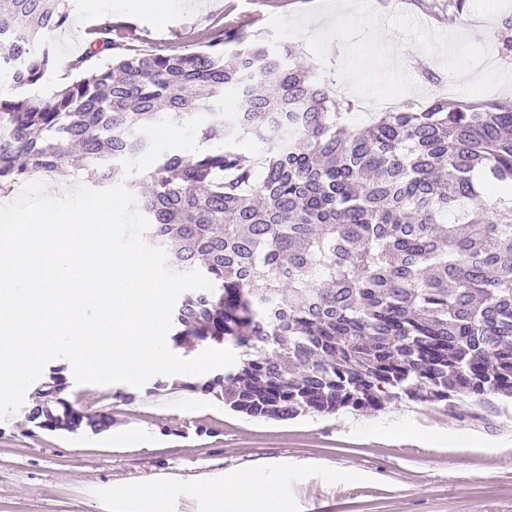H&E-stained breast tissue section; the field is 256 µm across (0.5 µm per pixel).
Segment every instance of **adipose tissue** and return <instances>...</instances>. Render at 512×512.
<instances>
[{
	"label": "adipose tissue",
	"instance_id": "ef3b65f1",
	"mask_svg": "<svg viewBox=\"0 0 512 512\" xmlns=\"http://www.w3.org/2000/svg\"><path fill=\"white\" fill-rule=\"evenodd\" d=\"M273 477L264 470H245L210 488L215 512H285L272 493Z\"/></svg>",
	"mask_w": 512,
	"mask_h": 512
}]
</instances>
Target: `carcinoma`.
Returning <instances> with one entry per match:
<instances>
[{
  "mask_svg": "<svg viewBox=\"0 0 512 512\" xmlns=\"http://www.w3.org/2000/svg\"><path fill=\"white\" fill-rule=\"evenodd\" d=\"M72 10L73 0H0V35L27 36L0 67L14 90L0 97V195L60 172L74 149L94 182L128 185L150 223L145 241L173 256L171 269L214 284L175 305L173 342L245 353L184 387L278 420L512 397V100L437 98L353 128L354 102L286 43L225 33L199 50L145 53L107 24L88 30L70 81L34 96ZM499 49L512 56V20ZM229 89L233 124L195 123ZM166 121L196 129L198 151L190 163L164 156L143 193L126 163ZM246 141L262 144L257 169ZM42 387L56 398L32 404L36 427L112 428V414L63 397V374Z\"/></svg>",
  "mask_w": 512,
  "mask_h": 512,
  "instance_id": "1",
  "label": "carcinoma"
}]
</instances>
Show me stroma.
Returning <instances> with one entry per match:
<instances>
[{
  "mask_svg": "<svg viewBox=\"0 0 512 512\" xmlns=\"http://www.w3.org/2000/svg\"><path fill=\"white\" fill-rule=\"evenodd\" d=\"M388 15L417 18L429 30L463 37L497 52L512 0H468L467 11L449 15L448 0H371ZM316 0H168L157 12L152 0H77L71 24L56 34V68L31 94L49 96L63 84L70 61L89 29L111 21L136 24L142 48L161 53L199 48L195 33L231 32L249 41L272 40L268 19L311 9ZM393 45L425 104L436 97L464 100L441 57L407 42ZM433 70L438 84L423 81ZM150 151L131 160L136 175L155 169L163 153L192 155L185 130L149 134ZM68 399L87 412L112 415V429L96 434L58 433L28 422L26 407L0 421V512H113L121 487L164 479L166 512H210L201 483L258 466L287 464L279 486L288 512H512V403L488 395L485 404L464 399L455 409L395 401L366 411L367 424L345 426L338 416L308 414L292 420L251 418L222 400L176 386L156 390L123 383H70ZM355 476L338 481L337 473Z\"/></svg>",
  "mask_w": 512,
  "mask_h": 512,
  "instance_id": "1",
  "label": "stroma"
}]
</instances>
